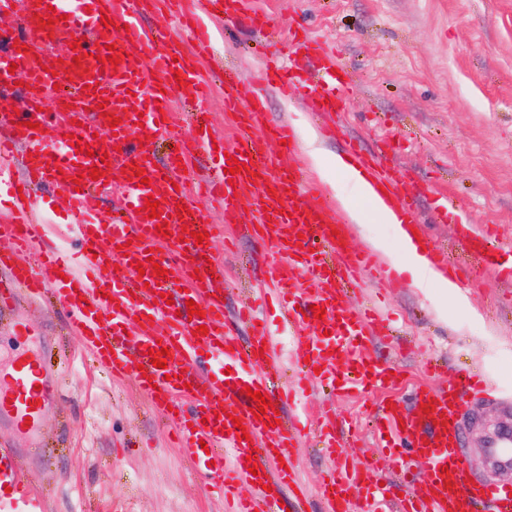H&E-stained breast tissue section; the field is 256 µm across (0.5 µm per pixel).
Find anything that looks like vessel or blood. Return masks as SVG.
I'll use <instances>...</instances> for the list:
<instances>
[{
	"mask_svg": "<svg viewBox=\"0 0 512 512\" xmlns=\"http://www.w3.org/2000/svg\"><path fill=\"white\" fill-rule=\"evenodd\" d=\"M14 22L8 39L18 46L0 52V86L12 74L24 78L14 109L0 113V181L16 203L9 223L0 224V306H9L16 288L38 292L55 287L69 322L85 339L96 361L112 375L130 380L151 398L154 410L170 420L181 454L219 494L234 504L232 512H283L290 500L295 512H308V494L297 476L301 430L287 422L292 392L279 391L274 379L276 357L254 300L239 314L247 322L248 345L224 315V296L215 288L224 276L212 248L193 235H216L210 211L192 206L184 172L202 155L215 173L200 186L218 203L227 224H241L270 258L263 271L282 300L283 319L292 336V356L303 379L320 377L342 389L377 388L382 392L374 418L379 434L388 435L395 459L413 455L427 465L418 490L380 485L371 471L349 465L350 439L337 436L336 421L323 415L314 428L330 459L317 512H362L377 499L397 502V512H512V482L486 486L469 472L462 442L470 395L483 393V380L457 370L436 388L406 390L389 363L363 358L367 337L386 333V321L373 311H358L343 302L350 283L376 278L373 254L351 244L348 224L338 207L310 183L297 166L280 155L297 148L293 129L267 121L266 99L251 85L225 77L224 109L239 132L233 146H214L212 128L183 132L165 90L177 86L182 98L204 105L208 86L197 66L208 51L203 17L221 14L234 21L248 16L264 29V15L253 0H12ZM164 12L195 31L194 51H185L171 35L142 21L146 10ZM63 44L64 65L45 70V56ZM118 64L109 62V55ZM289 58L314 68L317 82L300 85L293 69L266 66L259 83L281 90H304L315 115L340 112L342 73L335 56L309 34H291ZM352 161L366 170L386 201L406 223L417 224L413 184L396 179L376 153L363 149L340 127H330ZM67 136L68 150H55V137ZM180 141V161L160 164L158 139ZM89 144L81 153L79 143ZM239 161L227 175L228 157ZM21 175H14V167ZM98 180H91V169ZM124 180L113 184L115 169ZM60 191L70 203L80 245L68 256L44 244L36 222L34 188ZM114 196V217L93 220L105 193ZM159 201V218L145 211L146 198ZM189 207L178 215V206ZM166 222L168 235L158 232ZM489 230L465 225L464 248L481 261L502 255ZM431 265L449 279H468L470 267L449 261L435 243L427 245ZM165 268L167 276L156 273ZM201 312L188 316L187 301ZM326 310L314 316L315 307ZM207 326L206 335L196 333ZM168 348L166 368L154 367L152 353ZM261 392L272 410L252 413L251 392ZM59 388L38 360L17 357L8 388L0 387V416L18 429L34 432L42 415L54 408ZM247 439H240L239 431ZM484 444L491 463L512 468V420L499 421ZM0 448V487L9 486L15 501H0V512H45L42 500L26 490L11 459ZM247 495H239L242 486Z\"/></svg>",
	"mask_w": 512,
	"mask_h": 512,
	"instance_id": "b4317fda",
	"label": "vessel or blood"
}]
</instances>
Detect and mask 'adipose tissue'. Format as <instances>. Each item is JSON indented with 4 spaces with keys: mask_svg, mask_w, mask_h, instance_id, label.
I'll return each mask as SVG.
<instances>
[{
    "mask_svg": "<svg viewBox=\"0 0 512 512\" xmlns=\"http://www.w3.org/2000/svg\"><path fill=\"white\" fill-rule=\"evenodd\" d=\"M334 167V173H323L322 178L330 182L336 199L350 222L361 225L376 219L392 225L403 255L402 271L411 275L417 287L437 289L443 296L453 293L454 283L431 266L412 232L403 226L396 210L378 197L371 180L344 158H336Z\"/></svg>",
    "mask_w": 512,
    "mask_h": 512,
    "instance_id": "obj_1",
    "label": "adipose tissue"
}]
</instances>
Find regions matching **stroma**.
<instances>
[{"mask_svg": "<svg viewBox=\"0 0 512 512\" xmlns=\"http://www.w3.org/2000/svg\"><path fill=\"white\" fill-rule=\"evenodd\" d=\"M273 31L305 28L338 53L347 72L342 119L367 147L392 140L397 176L422 186L419 219L432 240L460 264L473 267L460 295L423 293L409 274L357 286L345 298L361 308L381 298L395 321V339L370 344L368 359L393 362L412 386L436 385L433 362L482 371L494 395L472 398L466 459L484 484L512 481V471L492 467L483 438L512 400V284H503L476 263L458 240L459 219L494 224L512 241V0H257ZM213 53L205 77L230 68L246 83L262 68L268 34L220 19L207 23ZM270 120L288 123L297 135L315 128L305 93L281 95L264 88ZM458 213L432 220L444 194ZM68 200L46 193L38 212L45 237L70 248L75 229L65 224ZM231 245L216 242L224 263L225 315L234 318L245 299L263 290V252L249 233L228 225ZM23 323L33 343L16 336ZM31 345L54 376L62 397L31 439L0 420V443L14 448L25 482L48 512H225L214 490L191 470L168 441L169 427L131 383L112 382L68 327L55 294L19 293L0 317V384L14 350ZM375 391L338 398L343 428H358L360 464L376 462L379 439L366 410Z\"/></svg>", "mask_w": 512, "mask_h": 512, "instance_id": "stroma-1", "label": "stroma"}]
</instances>
